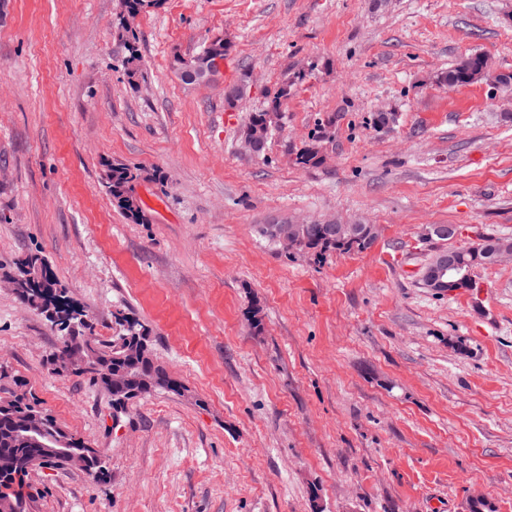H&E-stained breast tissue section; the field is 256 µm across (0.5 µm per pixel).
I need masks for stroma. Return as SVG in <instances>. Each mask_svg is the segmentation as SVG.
<instances>
[{"instance_id":"1","label":"stroma","mask_w":512,"mask_h":512,"mask_svg":"<svg viewBox=\"0 0 512 512\" xmlns=\"http://www.w3.org/2000/svg\"><path fill=\"white\" fill-rule=\"evenodd\" d=\"M0 0V370L107 463L29 473V512H512V260L437 296L420 269L453 244L512 237V93L442 72L482 53L512 74V0ZM230 45L232 75L172 63ZM250 78L234 110L224 87ZM287 88L266 151L241 130ZM392 112L384 130L374 115ZM334 119L322 164L295 154ZM142 168L147 221L112 204L106 166ZM376 225L362 253L292 252L257 228ZM42 252L112 335L133 313L185 387L113 415L4 285ZM118 35L121 37L123 41L125 50L127 51V55L124 57L123 65L128 71L130 76H134L138 70V62L140 60V56L138 53V49L132 43L131 38H134V34L132 30L129 29L126 18L119 17L117 22ZM131 33V38L127 34ZM228 51L229 47L224 42V39L215 40L203 45L189 60L185 59V62H181L178 65V74L181 80L187 84L190 82H186L183 79L200 83L201 85L215 83L223 75L224 68H227L228 59L226 60V57L228 56ZM212 54L224 56V60L217 56L211 61ZM208 60H210L209 63L203 67L195 66L203 65Z\"/></svg>"}]
</instances>
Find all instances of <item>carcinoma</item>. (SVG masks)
I'll list each match as a JSON object with an SVG mask.
<instances>
[{
  "instance_id": "obj_1",
  "label": "carcinoma",
  "mask_w": 512,
  "mask_h": 512,
  "mask_svg": "<svg viewBox=\"0 0 512 512\" xmlns=\"http://www.w3.org/2000/svg\"><path fill=\"white\" fill-rule=\"evenodd\" d=\"M117 29L127 51L123 65L133 76L138 70L140 56L131 38L127 37L131 30L125 18H118ZM228 51L224 40H215L203 45L189 58V63L202 65L211 59V55L226 57ZM489 68L486 56L471 54L448 70L442 80L450 87L468 84L485 77ZM249 90V82L245 78L226 86L225 105L230 109L237 108L246 99ZM286 96L288 89L276 91L271 99V108L252 113L242 131V137L257 141L260 155L264 154L268 138L277 125L281 98ZM331 125L332 121L329 120L314 132L310 142L296 155V163L303 166L321 163L320 142ZM138 178L137 170L117 163L108 167L105 184L112 202L129 218L142 223L145 220L144 212L131 193V184ZM377 238L378 230L374 226L364 234L350 232L338 237L328 234L325 225L313 222L299 230L298 250L319 254L330 250L364 252L374 245ZM499 241L500 238L496 236H488L475 245L461 248L465 263L455 278H462L473 269L485 265L489 252ZM12 279L19 300L44 316L51 329L60 336L62 346L58 352H77L81 356L83 364L73 368L60 367L55 363V357L48 358L51 373L87 379L90 384L104 389L111 397L112 409L121 413L152 392L166 391L178 395L183 392L181 382L158 361L150 333L137 317L120 310L112 314L116 333L109 338L97 335L95 320L73 303L41 252H32L17 263ZM13 384L15 389L9 391V398L0 397V457L14 458L18 468L12 473L0 474V502L10 500L16 506L24 507L26 496L22 488L28 472L23 464L27 458L42 452L45 444L75 449L86 448L88 444L81 437L58 426L44 411L39 420L29 418V412L36 409V403L30 401L28 392L24 390L26 381L15 378Z\"/></svg>"
}]
</instances>
